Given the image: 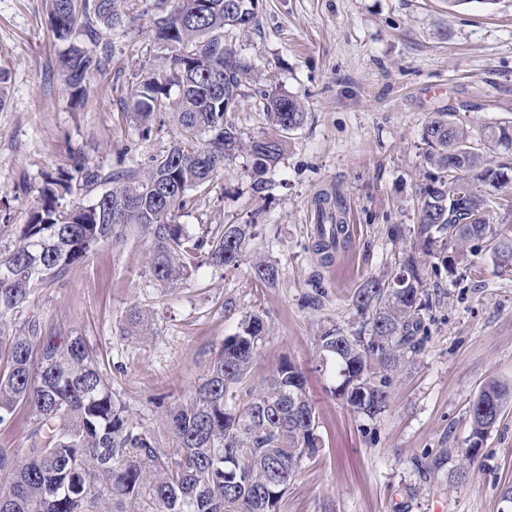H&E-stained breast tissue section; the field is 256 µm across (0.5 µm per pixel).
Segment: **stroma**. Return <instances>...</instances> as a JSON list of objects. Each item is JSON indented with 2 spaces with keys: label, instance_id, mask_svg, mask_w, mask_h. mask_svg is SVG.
Segmentation results:
<instances>
[{
  "label": "stroma",
  "instance_id": "stroma-1",
  "mask_svg": "<svg viewBox=\"0 0 512 512\" xmlns=\"http://www.w3.org/2000/svg\"><path fill=\"white\" fill-rule=\"evenodd\" d=\"M154 0H134L133 20L112 30L106 70L94 73L83 102L60 80L62 47L45 0H0V253L12 249L48 177L70 171L82 152L103 179L167 154L179 138L167 114L142 137L132 90L166 65L154 38ZM226 42L248 65L234 114L244 138L268 132L260 90L301 101L302 126L255 192L251 159L239 155L209 187L192 191L179 223L190 234L217 224H251L255 237L238 266L201 267L172 290L148 277L150 249L136 233L105 244L58 282L37 288L31 314L60 335L81 333L112 373L116 394L161 447L167 406L186 398L225 337L246 316L267 328L253 383L282 360L300 366L319 417L321 447L305 460L278 512H512V402L465 479L455 469L470 433L468 408L495 379L512 387V272L486 244L472 243L455 273L425 270L432 301L428 335L387 381L389 403L376 419L334 393L340 379L315 338L323 328L361 327L352 297L369 278H391L416 245L426 166L420 131L451 108L474 133L512 125V0L452 7L448 0H258L257 22ZM339 195L355 235L332 264L312 244L313 201ZM279 268L257 283L253 261ZM150 326L131 332V308Z\"/></svg>",
  "mask_w": 512,
  "mask_h": 512
}]
</instances>
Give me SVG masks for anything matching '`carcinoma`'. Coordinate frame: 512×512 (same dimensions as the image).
Listing matches in <instances>:
<instances>
[{"label": "carcinoma", "instance_id": "carcinoma-1", "mask_svg": "<svg viewBox=\"0 0 512 512\" xmlns=\"http://www.w3.org/2000/svg\"><path fill=\"white\" fill-rule=\"evenodd\" d=\"M52 31L66 44L61 76L70 96L81 99L110 58L103 34L124 23L125 0H47ZM155 39L167 50V67L153 70L133 89L134 119L151 133L154 114L168 112L180 139L140 173L114 177L87 205L62 207L69 180L46 182L41 203L20 238L0 257V424L22 405L32 426L26 447L0 448V512H277L300 465L318 452V417L302 370L280 363L261 389L250 372L266 321L254 313L226 338L192 395L165 411L174 448L134 421L112 389L97 351L86 339L60 340L40 318L25 313L35 289L88 262L98 246L122 242L134 229L149 243L151 282L175 288L196 270L235 266L254 234L250 224H226L191 236L177 223L189 191L203 189L245 152L261 175L282 159L288 134L305 118L302 104L281 92L259 91V106L271 133L244 140L224 111V93L243 97L247 65L224 42V33L255 20V0H155ZM485 137L507 148L512 128L485 127ZM427 164L421 189L417 236L440 266L453 273L464 259L458 246L481 241L501 268L512 270V239L500 237L486 213L494 201L466 180L477 177L497 189L512 186V164H492L480 142L454 119L433 113L421 131ZM81 189L95 191L100 173L76 160ZM316 251L331 258L344 234L334 211L340 200L320 197ZM403 269L413 283L390 288L368 279L352 305L368 331L349 333L334 325L318 336L324 358L334 362L350 387L346 403L374 419L388 405L386 377L408 363L427 334L431 303L414 258ZM257 281L271 284L279 269L264 258L254 265ZM512 392L486 382L469 406L470 435L456 471L466 478L481 456Z\"/></svg>", "mask_w": 512, "mask_h": 512}]
</instances>
